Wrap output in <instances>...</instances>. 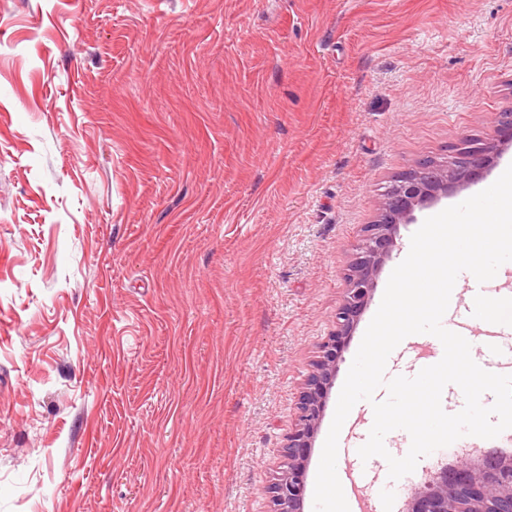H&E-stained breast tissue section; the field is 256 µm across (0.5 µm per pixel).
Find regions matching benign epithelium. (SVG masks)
Returning a JSON list of instances; mask_svg holds the SVG:
<instances>
[{"label":"benign epithelium","mask_w":512,"mask_h":512,"mask_svg":"<svg viewBox=\"0 0 512 512\" xmlns=\"http://www.w3.org/2000/svg\"><path fill=\"white\" fill-rule=\"evenodd\" d=\"M511 147L512 113L500 112L490 141L477 145L462 141L452 148L448 165L423 162L402 174L385 194L347 275V288L336 309V330L321 344L301 387L294 427L284 447L285 468L268 487L271 512H303L311 450L342 353L371 298L376 277L391 257L399 226L414 223L415 211L481 177ZM404 512H512V457L489 453L477 462L464 460L456 468L428 472L421 485L411 488Z\"/></svg>","instance_id":"obj_1"}]
</instances>
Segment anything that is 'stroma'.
<instances>
[{
  "label": "stroma",
  "mask_w": 512,
  "mask_h": 512,
  "mask_svg": "<svg viewBox=\"0 0 512 512\" xmlns=\"http://www.w3.org/2000/svg\"><path fill=\"white\" fill-rule=\"evenodd\" d=\"M510 109L512 0H0V512H270L385 190ZM497 164L400 225L307 487L418 223ZM481 456L376 458L367 496Z\"/></svg>",
  "instance_id": "stroma-1"
}]
</instances>
